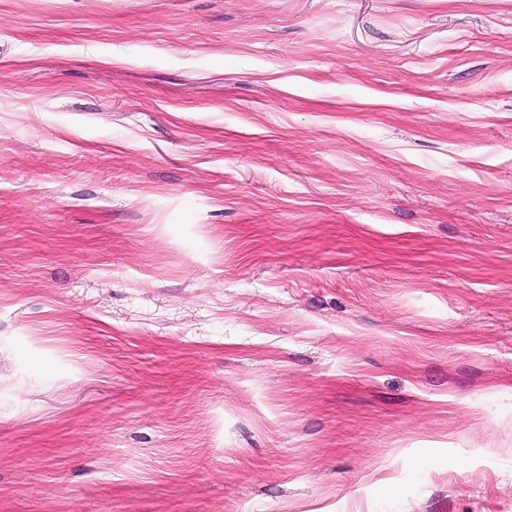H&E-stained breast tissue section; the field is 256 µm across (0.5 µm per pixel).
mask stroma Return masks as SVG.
Returning a JSON list of instances; mask_svg holds the SVG:
<instances>
[{"label":"stroma","mask_w":512,"mask_h":512,"mask_svg":"<svg viewBox=\"0 0 512 512\" xmlns=\"http://www.w3.org/2000/svg\"><path fill=\"white\" fill-rule=\"evenodd\" d=\"M0 512H512V0H0Z\"/></svg>","instance_id":"stroma-1"}]
</instances>
